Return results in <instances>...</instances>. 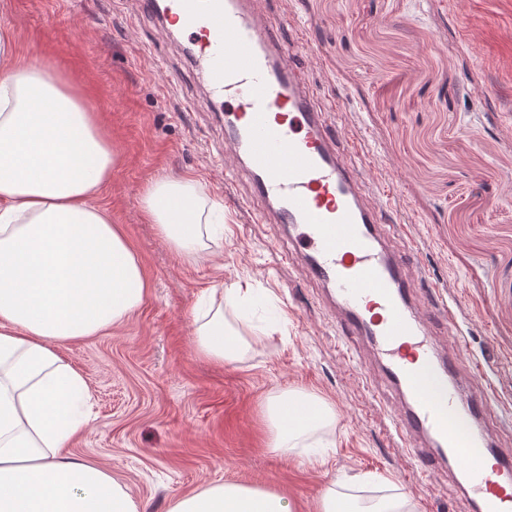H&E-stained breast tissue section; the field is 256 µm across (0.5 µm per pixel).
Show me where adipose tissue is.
<instances>
[{
	"label": "adipose tissue",
	"instance_id": "ef3b65f1",
	"mask_svg": "<svg viewBox=\"0 0 512 512\" xmlns=\"http://www.w3.org/2000/svg\"><path fill=\"white\" fill-rule=\"evenodd\" d=\"M118 162L83 96L16 59L0 25V512H139L110 471L64 453L89 423L88 388L59 345L121 325L148 295L139 258L100 202ZM142 209L186 259L218 231L219 216L188 179L153 178ZM224 300L191 311L199 349L220 363L249 346L225 308L244 321L254 302L237 288ZM333 417L311 393L271 398L269 447L288 452ZM171 512L291 507L281 493L213 483L178 497Z\"/></svg>",
	"mask_w": 512,
	"mask_h": 512
}]
</instances>
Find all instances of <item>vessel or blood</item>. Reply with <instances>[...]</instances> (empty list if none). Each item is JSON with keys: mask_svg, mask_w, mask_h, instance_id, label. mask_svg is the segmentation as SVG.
<instances>
[{"mask_svg": "<svg viewBox=\"0 0 512 512\" xmlns=\"http://www.w3.org/2000/svg\"><path fill=\"white\" fill-rule=\"evenodd\" d=\"M141 3L186 34L192 63L207 73L209 100L224 108V147L240 160L258 221L288 230L305 276L335 288L342 335L367 341L386 382L408 397L396 431L418 468L445 455L476 512H512V456L493 448L486 425L494 383L481 364L462 370L433 346L432 327L454 325V308L419 293L418 243L391 245L394 220L372 196L354 139L328 123L302 72L300 30L266 25L254 0ZM421 436L438 452L413 447Z\"/></svg>", "mask_w": 512, "mask_h": 512, "instance_id": "b4317fda", "label": "vessel or blood"}]
</instances>
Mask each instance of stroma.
<instances>
[{
	"label": "stroma",
	"mask_w": 512,
	"mask_h": 512,
	"mask_svg": "<svg viewBox=\"0 0 512 512\" xmlns=\"http://www.w3.org/2000/svg\"><path fill=\"white\" fill-rule=\"evenodd\" d=\"M268 23L291 20L323 110L361 143L364 174L421 244L425 282L457 304L435 336L461 366L481 363L512 402V0H261ZM56 18L47 28V18ZM17 58L38 60L83 93L120 159L101 201L139 257L150 294L123 324L64 342L80 370L90 422L70 452L108 469L140 512H169L210 483L282 491L293 512H319L335 477L370 505L473 512L453 468L419 472L391 422L400 394L366 342L336 334V314L285 231L242 202L217 146L224 114L178 35L134 0H0ZM190 177L224 208V235L196 259L177 256L144 218L156 175ZM250 288L279 314L242 358L199 353L190 312L202 291ZM289 390L325 400L335 418L282 455L268 446L265 404Z\"/></svg>",
	"instance_id": "35a3bbf8"
}]
</instances>
